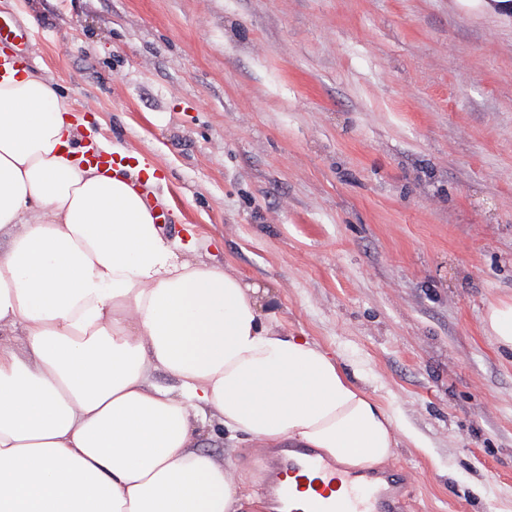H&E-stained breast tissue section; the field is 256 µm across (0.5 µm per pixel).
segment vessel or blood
<instances>
[{
    "mask_svg": "<svg viewBox=\"0 0 512 512\" xmlns=\"http://www.w3.org/2000/svg\"><path fill=\"white\" fill-rule=\"evenodd\" d=\"M0 46L28 48V30L0 21ZM408 472L347 471L315 448L288 446L269 453L263 477L279 512H403Z\"/></svg>",
    "mask_w": 512,
    "mask_h": 512,
    "instance_id": "vessel-or-blood-1",
    "label": "vessel or blood"
}]
</instances>
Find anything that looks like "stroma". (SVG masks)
Returning a JSON list of instances; mask_svg holds the SVG:
<instances>
[{
    "label": "stroma",
    "instance_id": "1",
    "mask_svg": "<svg viewBox=\"0 0 512 512\" xmlns=\"http://www.w3.org/2000/svg\"><path fill=\"white\" fill-rule=\"evenodd\" d=\"M166 233L267 287L402 440L408 512H512V30L451 0H0ZM485 328L496 345L512 350V304L492 308L485 318Z\"/></svg>",
    "mask_w": 512,
    "mask_h": 512
}]
</instances>
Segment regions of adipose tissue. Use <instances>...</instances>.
<instances>
[{
  "label": "adipose tissue",
  "instance_id": "adipose-tissue-1",
  "mask_svg": "<svg viewBox=\"0 0 512 512\" xmlns=\"http://www.w3.org/2000/svg\"><path fill=\"white\" fill-rule=\"evenodd\" d=\"M70 112L49 76L0 70V512L259 503L251 475L199 449L216 425L232 448L391 463L401 421L264 314V288L166 235L142 191L159 183L150 160L81 164Z\"/></svg>",
  "mask_w": 512,
  "mask_h": 512
}]
</instances>
